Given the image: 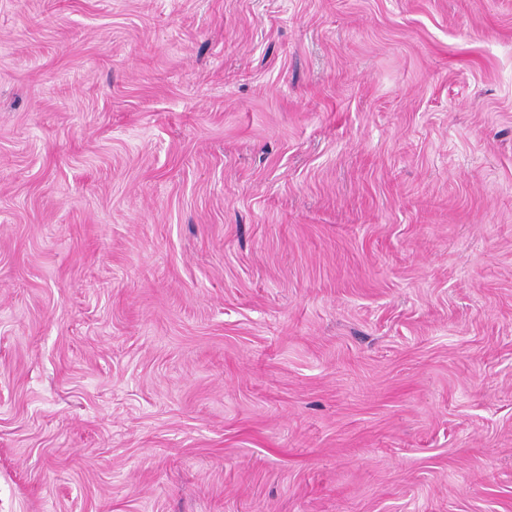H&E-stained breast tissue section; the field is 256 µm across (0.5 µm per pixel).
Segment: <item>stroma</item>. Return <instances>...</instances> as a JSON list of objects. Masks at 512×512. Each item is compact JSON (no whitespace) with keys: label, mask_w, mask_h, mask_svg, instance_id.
<instances>
[{"label":"stroma","mask_w":512,"mask_h":512,"mask_svg":"<svg viewBox=\"0 0 512 512\" xmlns=\"http://www.w3.org/2000/svg\"><path fill=\"white\" fill-rule=\"evenodd\" d=\"M0 512H512V0H0Z\"/></svg>","instance_id":"obj_1"}]
</instances>
